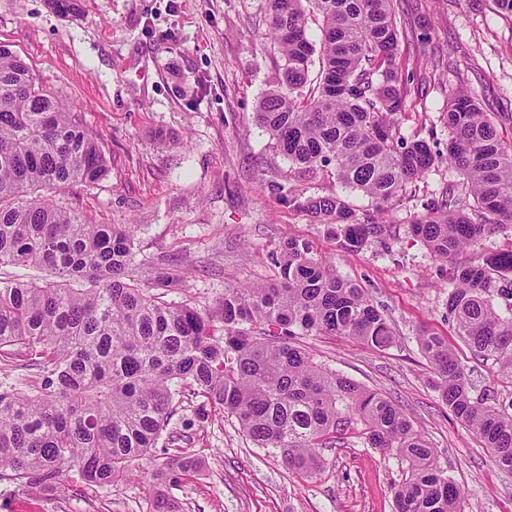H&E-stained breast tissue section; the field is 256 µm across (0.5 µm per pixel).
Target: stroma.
<instances>
[{
  "label": "stroma",
  "mask_w": 512,
  "mask_h": 512,
  "mask_svg": "<svg viewBox=\"0 0 512 512\" xmlns=\"http://www.w3.org/2000/svg\"><path fill=\"white\" fill-rule=\"evenodd\" d=\"M62 16L47 0H0V41L13 45L43 87L84 115L109 173L92 185L58 192L91 224H132L140 279L168 261L186 274L169 303L216 308L225 286L272 278V255L286 240L308 241L337 274L367 288L394 326L380 349L344 336H303L314 361L396 401L437 451L442 469L466 497V512H512V475L443 403L418 338L445 337L472 383L494 386L448 318L451 266L512 249L499 231L439 261L408 233L423 206L457 179L442 164L411 184L381 218L387 231L362 249L339 248L326 225L282 203L275 186L306 194L338 190L335 176L296 180L292 165L253 118L281 59L270 37L266 0H80ZM400 66L410 93L400 117L405 136L446 151L443 113L464 90L492 113L512 140V17L493 0H398ZM168 435L133 459L129 477L111 486L71 478L61 496L0 479V512H149L175 455L196 471L168 485L181 512H396L393 489L408 464L392 452L348 438L324 449L315 477L288 468L270 449L252 445L234 417L184 396Z\"/></svg>",
  "instance_id": "35a3bbf8"
}]
</instances>
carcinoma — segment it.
Wrapping results in <instances>:
<instances>
[{
	"instance_id": "carcinoma-1",
	"label": "carcinoma",
	"mask_w": 512,
	"mask_h": 512,
	"mask_svg": "<svg viewBox=\"0 0 512 512\" xmlns=\"http://www.w3.org/2000/svg\"><path fill=\"white\" fill-rule=\"evenodd\" d=\"M267 2L282 65L258 101L256 124L303 176L331 166L341 188L308 196L277 190L330 226L340 248L358 251L386 228L354 209L348 193L388 210L441 159L425 139L401 132L408 87L393 0ZM315 16L317 45L306 36ZM444 120L446 160L459 180L409 224L442 261L512 228V142L465 91L448 99ZM107 174L82 114L0 41V268L53 275L41 282L0 276V363L21 361L42 376L34 394L0 386L1 477L49 494L64 492L72 471L87 485H111L157 446L175 399L189 392L308 477L326 465L321 449L352 431L408 462L396 512H466L463 492L395 401L319 366L293 342L315 334L391 345L394 328L367 289L337 275L308 243L289 239L276 253L275 278L225 287L214 311L165 303L153 290L182 286V272L138 278L136 225L88 224L41 194ZM506 273L512 250L454 268L448 316L474 354L512 382ZM496 299L511 315L500 314ZM419 345L448 410L512 474V403L502 405L492 388L474 393L444 338L423 335Z\"/></svg>"
}]
</instances>
